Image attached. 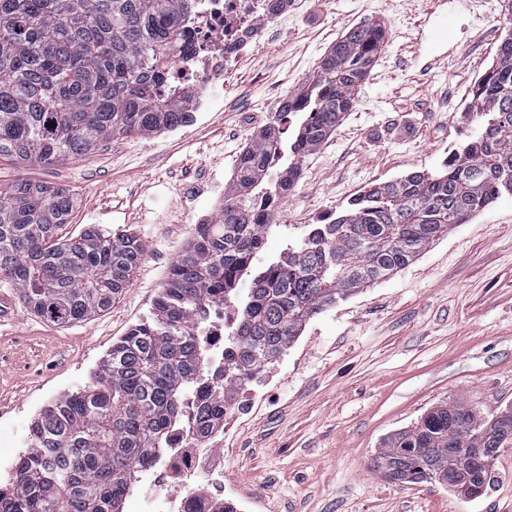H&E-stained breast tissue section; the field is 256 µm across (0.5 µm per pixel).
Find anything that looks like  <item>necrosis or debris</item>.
I'll return each mask as SVG.
<instances>
[{
	"label": "necrosis or debris",
	"mask_w": 512,
	"mask_h": 512,
	"mask_svg": "<svg viewBox=\"0 0 512 512\" xmlns=\"http://www.w3.org/2000/svg\"><path fill=\"white\" fill-rule=\"evenodd\" d=\"M264 13L273 23L284 18L283 12L269 13L268 0H195L188 43L166 77L167 83L193 95L194 111H208L209 84L223 73L225 63L236 59L245 47L261 42L266 28L257 25L256 18ZM237 318L233 298L207 305L197 334L208 353V374L223 370L224 343ZM195 410V403L184 405V420L170 430L168 448L143 470L144 492L135 500V512H239L240 503L224 487V458L215 448L224 428L213 425L209 447H198Z\"/></svg>",
	"instance_id": "1"
}]
</instances>
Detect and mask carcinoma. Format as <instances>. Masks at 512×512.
I'll return each instance as SVG.
<instances>
[{
	"label": "carcinoma",
	"instance_id": "carcinoma-1",
	"mask_svg": "<svg viewBox=\"0 0 512 512\" xmlns=\"http://www.w3.org/2000/svg\"><path fill=\"white\" fill-rule=\"evenodd\" d=\"M191 0H0V158L52 164L112 137L154 135L191 121L190 95L157 84L185 38ZM387 38L384 23L350 28L282 114H303L281 162L280 123L239 155L224 206L179 255L149 319L112 345L91 381L34 418L16 488L0 489V512H122L137 475L165 448L198 402L204 438L224 415L227 393L281 357L314 317L385 281L458 224L512 194V32L470 92V135L434 173L371 186L348 207L286 244L259 267L229 339L236 354L203 386L207 360L196 336L206 303L237 286L277 226L260 213L284 196L302 158L321 147L355 106ZM71 190L20 181L0 199V278L27 308L57 324L104 312L143 260L134 234L90 226L61 240ZM464 448H512V409L481 416L459 399L385 438L371 469L392 484L472 476L484 494L494 463Z\"/></svg>",
	"mask_w": 512,
	"mask_h": 512
}]
</instances>
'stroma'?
Returning a JSON list of instances; mask_svg holds the SVG:
<instances>
[{
	"instance_id": "1",
	"label": "stroma",
	"mask_w": 512,
	"mask_h": 512,
	"mask_svg": "<svg viewBox=\"0 0 512 512\" xmlns=\"http://www.w3.org/2000/svg\"><path fill=\"white\" fill-rule=\"evenodd\" d=\"M288 12L210 83L212 108L196 122L115 137L52 165L0 160V190L29 180L75 193L60 237L96 224L145 246L110 310L58 325L24 309L0 332L1 457L27 446L40 410L84 387L112 344L149 316L198 216L217 217L242 150L347 29L378 20L388 37L354 108L303 159L266 258L371 185L439 169L464 138L471 85L512 31L505 0H290ZM442 16L448 41L418 47ZM264 372L259 400L225 417L219 446L224 485L248 498V512H512V448L476 500L435 483L391 484L369 468L387 435L436 405L461 399L488 418L512 408V195L313 318Z\"/></svg>"
}]
</instances>
